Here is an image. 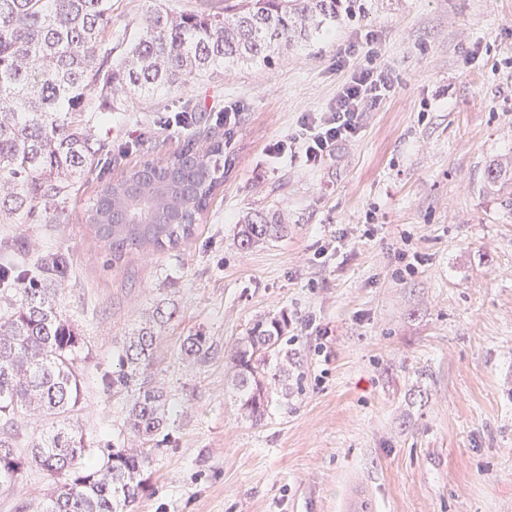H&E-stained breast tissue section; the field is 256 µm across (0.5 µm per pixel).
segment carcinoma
I'll return each instance as SVG.
<instances>
[{
  "label": "carcinoma",
  "mask_w": 512,
  "mask_h": 512,
  "mask_svg": "<svg viewBox=\"0 0 512 512\" xmlns=\"http://www.w3.org/2000/svg\"><path fill=\"white\" fill-rule=\"evenodd\" d=\"M372 0H242L222 12H172L156 6L122 36L112 57V0H0V224H62L75 187L112 161L96 127L110 111L142 97L212 75L224 64L272 65L284 50L318 39L329 27L369 16ZM107 105L89 109L95 89ZM193 140L158 161L136 163L99 184L85 209L90 235L116 264L132 252L155 254L192 238L224 186V142ZM485 186L512 203V166L491 162ZM287 230L274 213L249 212L237 242L250 249ZM33 247L26 235L0 239V488L25 467L52 478L54 488L34 512H134L147 490L144 471L153 448L169 436L170 401L147 381L162 327L177 308L155 309L153 323L121 346L105 388L130 393L125 421L132 446L108 447L96 461L70 421L81 405V331L61 310L67 258L47 254L26 269L9 262ZM288 316L253 320L227 351L234 403L262 421L273 396L288 395L300 367L288 347ZM201 333L185 337L180 353H207ZM46 422L24 447L13 430L25 419Z\"/></svg>",
  "instance_id": "cac0c4a2"
}]
</instances>
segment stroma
I'll return each instance as SVG.
<instances>
[{"label": "stroma", "instance_id": "35a3bbf8", "mask_svg": "<svg viewBox=\"0 0 512 512\" xmlns=\"http://www.w3.org/2000/svg\"><path fill=\"white\" fill-rule=\"evenodd\" d=\"M158 1L179 12L235 2L112 0L113 35ZM368 31L376 45H361ZM372 62L394 91L338 161L266 162L268 144ZM231 103L244 115L224 140V185L178 249L105 267L85 228L93 182L67 223L0 225L1 237L24 233L70 257L60 303L89 342L73 422L93 447L117 441L128 397L102 377L125 336L173 305L149 370L173 403L170 438L135 512H341L357 479L376 512H512V207L484 187L486 166L512 154V0H375L367 27L337 25L273 67L239 65L146 98L98 130L116 146L142 141L113 151L110 175L191 139L162 117ZM246 210L285 215L287 232L240 248ZM404 250L416 271L399 277ZM280 313L302 376L255 424L230 398L224 350L255 316ZM198 332L208 353L182 357ZM47 487L25 474L0 489V512Z\"/></svg>", "mask_w": 512, "mask_h": 512}]
</instances>
